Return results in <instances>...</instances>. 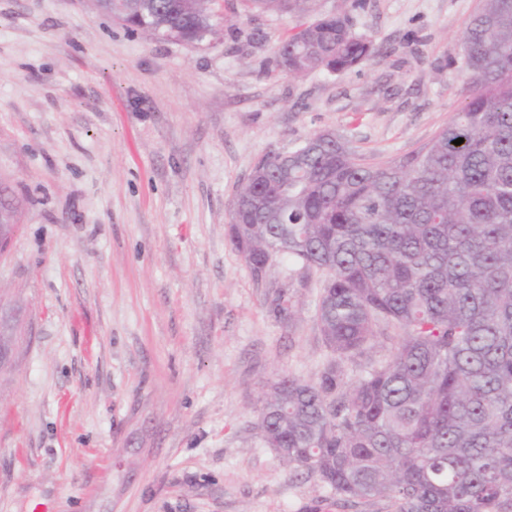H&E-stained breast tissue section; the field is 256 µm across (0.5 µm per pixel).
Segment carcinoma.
I'll use <instances>...</instances> for the list:
<instances>
[{
	"mask_svg": "<svg viewBox=\"0 0 512 512\" xmlns=\"http://www.w3.org/2000/svg\"><path fill=\"white\" fill-rule=\"evenodd\" d=\"M315 0H98L132 32L203 42L224 8L292 14L277 66L342 73L378 54ZM469 101L386 159L331 130L263 156L227 235L255 278L286 255L320 275L328 351L259 408L268 448L344 506L512 512V0H479L461 38ZM462 138L460 145L453 141ZM19 202L0 189V220Z\"/></svg>",
	"mask_w": 512,
	"mask_h": 512,
	"instance_id": "obj_1",
	"label": "carcinoma"
}]
</instances>
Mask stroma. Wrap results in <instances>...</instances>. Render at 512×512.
Here are the masks:
<instances>
[{"label":"stroma","mask_w":512,"mask_h":512,"mask_svg":"<svg viewBox=\"0 0 512 512\" xmlns=\"http://www.w3.org/2000/svg\"><path fill=\"white\" fill-rule=\"evenodd\" d=\"M478 3L316 0L381 54L293 77L274 53L290 15L228 9L194 46L88 0H0V184L22 204L0 290L30 311L0 380V512H372L257 434L270 383L325 360L320 284L285 256L255 279L231 204L317 131L387 158L431 139L468 100Z\"/></svg>","instance_id":"35a3bbf8"}]
</instances>
